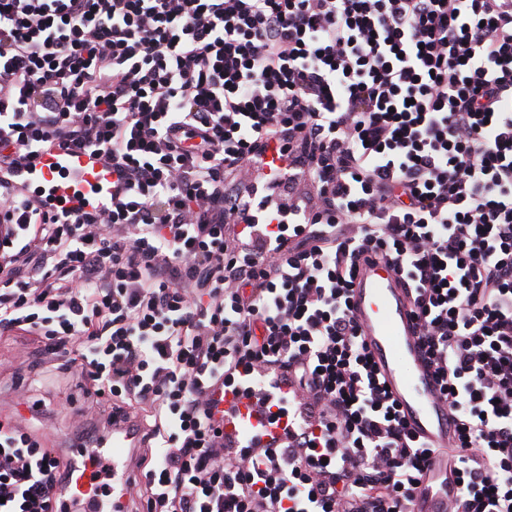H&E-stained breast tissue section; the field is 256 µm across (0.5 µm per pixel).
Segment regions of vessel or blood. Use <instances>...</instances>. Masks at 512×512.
<instances>
[{
	"label": "vessel or blood",
	"instance_id": "obj_1",
	"mask_svg": "<svg viewBox=\"0 0 512 512\" xmlns=\"http://www.w3.org/2000/svg\"><path fill=\"white\" fill-rule=\"evenodd\" d=\"M55 172L50 157L43 156L24 169L22 176L27 182L44 184L52 181ZM350 306L378 373L410 428L432 446L448 448L454 440L448 404L440 398L422 355L412 296L394 265L382 259L360 260L350 289ZM99 445L112 454V512H124L126 489L139 479L125 462L138 445L135 419L127 415L114 421L111 433L105 434ZM427 473L429 480L420 488L417 512H446L461 493L453 465L442 456L430 462Z\"/></svg>",
	"mask_w": 512,
	"mask_h": 512
}]
</instances>
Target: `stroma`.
<instances>
[{
    "label": "stroma",
    "mask_w": 512,
    "mask_h": 512,
    "mask_svg": "<svg viewBox=\"0 0 512 512\" xmlns=\"http://www.w3.org/2000/svg\"><path fill=\"white\" fill-rule=\"evenodd\" d=\"M92 406L75 368L45 356L37 337L23 331L0 335V422L17 425L41 446L63 450L71 440L88 441L95 425Z\"/></svg>",
    "instance_id": "stroma-1"
}]
</instances>
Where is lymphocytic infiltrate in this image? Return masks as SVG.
<instances>
[{
    "mask_svg": "<svg viewBox=\"0 0 512 512\" xmlns=\"http://www.w3.org/2000/svg\"><path fill=\"white\" fill-rule=\"evenodd\" d=\"M60 149L104 179L55 208L18 173ZM2 221L0 334L149 409L146 512H416L365 253L454 416L451 512H512V0H0ZM68 478L0 426V512H84Z\"/></svg>",
    "mask_w": 512,
    "mask_h": 512,
    "instance_id": "f902f5d3",
    "label": "lymphocytic infiltrate"
}]
</instances>
